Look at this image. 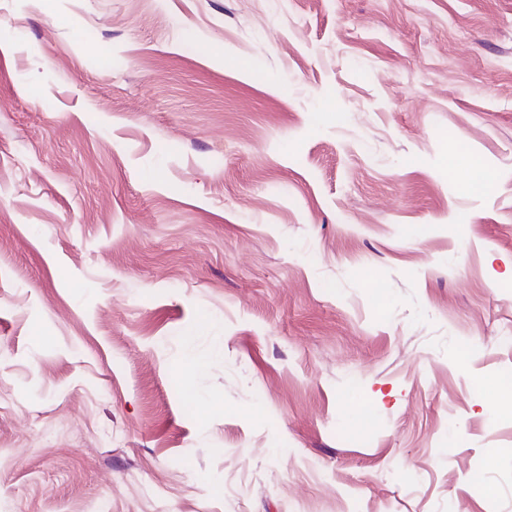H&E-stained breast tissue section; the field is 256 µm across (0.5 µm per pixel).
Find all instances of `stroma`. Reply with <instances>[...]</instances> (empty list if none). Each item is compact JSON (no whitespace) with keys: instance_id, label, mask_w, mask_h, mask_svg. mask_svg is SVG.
<instances>
[{"instance_id":"obj_1","label":"stroma","mask_w":512,"mask_h":512,"mask_svg":"<svg viewBox=\"0 0 512 512\" xmlns=\"http://www.w3.org/2000/svg\"><path fill=\"white\" fill-rule=\"evenodd\" d=\"M510 373L512 0H0V512H512ZM459 165H464L467 169L466 185L469 192L473 194L484 193L488 188L489 181L480 160L464 152L454 151L450 153L448 156V172H456Z\"/></svg>"}]
</instances>
